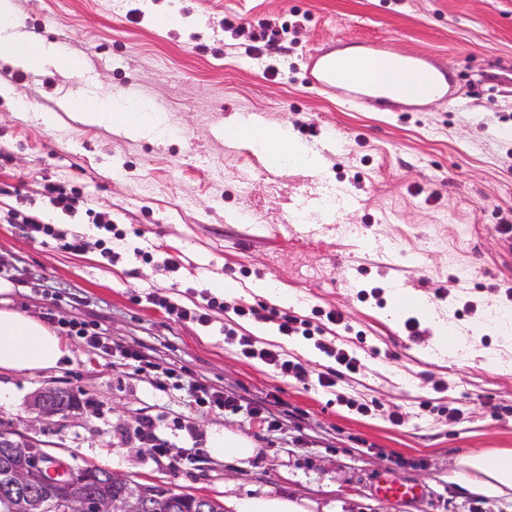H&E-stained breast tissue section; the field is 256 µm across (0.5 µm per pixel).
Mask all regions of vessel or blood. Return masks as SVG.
<instances>
[{"label":"vessel or blood","mask_w":512,"mask_h":512,"mask_svg":"<svg viewBox=\"0 0 512 512\" xmlns=\"http://www.w3.org/2000/svg\"><path fill=\"white\" fill-rule=\"evenodd\" d=\"M351 48L356 49L361 63L368 64L386 54L394 52L391 39L354 40ZM396 66L400 72V84L396 89L377 86L362 77L354 69L343 68L336 59L335 46L313 48L305 59L303 84L316 92L340 91L346 105L373 112H395L411 105L413 110H421V103L410 100L413 78L423 73L428 77L427 89L436 97L448 95L452 80L447 68L441 66L437 57L429 53H397ZM376 493L379 496L400 501L420 498L425 490L421 485L385 478L378 482Z\"/></svg>","instance_id":"1"}]
</instances>
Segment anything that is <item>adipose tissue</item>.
Segmentation results:
<instances>
[{"label":"adipose tissue","mask_w":512,"mask_h":512,"mask_svg":"<svg viewBox=\"0 0 512 512\" xmlns=\"http://www.w3.org/2000/svg\"><path fill=\"white\" fill-rule=\"evenodd\" d=\"M0 45L11 60L28 67L51 54L46 44H31L15 30L12 0H0ZM86 121L121 125L128 133L143 135L161 132L163 120L156 113L129 112L119 102L111 108L85 115ZM262 139L270 142L265 158L270 166L290 164L319 173L324 161L313 151L299 148L295 143H284L275 133L262 132ZM63 355L61 339L38 319L13 311L0 309V369L26 371L54 366ZM462 475L479 493L495 496L512 489V454H474L462 461Z\"/></svg>","instance_id":"obj_1"}]
</instances>
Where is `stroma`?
<instances>
[{
    "label": "stroma",
    "instance_id": "35a3bbf8",
    "mask_svg": "<svg viewBox=\"0 0 512 512\" xmlns=\"http://www.w3.org/2000/svg\"><path fill=\"white\" fill-rule=\"evenodd\" d=\"M18 31L52 45L36 78L11 81L19 66L0 55V268L10 292L0 307L48 322L65 346L53 367L0 370V421L23 431L40 387L72 392L80 417L41 425L38 437L73 467L99 466L131 479L224 501H293L304 512H512V490L469 491L452 475L469 454L512 452V360L488 322L507 307L490 283L512 286V242L495 231L512 224V0H13ZM288 21V58L249 56L222 27ZM393 37L399 49L439 55L453 76L458 107L370 112L317 94L302 81L308 50L336 37ZM79 96L87 111L120 101L159 104L161 135L130 136L58 111ZM52 116L45 124L44 116ZM282 127L317 149L324 170H269L248 131ZM64 182L82 200L75 214L49 205L43 180ZM245 211L250 222L235 221ZM308 214L309 232L291 218ZM86 237L73 253L28 231L23 215ZM123 240L107 261L94 216ZM181 255L178 272L163 268ZM244 300L254 315L212 311L202 325L150 304L162 295L190 308L200 291ZM425 307L392 312L395 292ZM475 309L456 318L465 301ZM341 313L364 331L357 374L335 390L316 377L329 365L312 341L278 335L270 309ZM475 339L474 353L436 359V320ZM73 321L101 324L111 355L69 334ZM239 326L261 347L279 346L309 371L283 379L225 343ZM149 352L137 372L123 351ZM174 375L157 390V372ZM445 392H436L437 383ZM202 384L238 398L237 413L190 403ZM374 402L361 414L337 393ZM454 403L456 422L422 411L421 402ZM265 406L271 420L253 416ZM400 409L401 425L389 413ZM154 420L171 454L199 448L173 468L142 443ZM246 437L244 459L215 457V433ZM423 485L420 500L376 496V480Z\"/></svg>",
    "mask_w": 512,
    "mask_h": 512
}]
</instances>
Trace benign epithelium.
Masks as SVG:
<instances>
[{"label":"benign epithelium","instance_id":"benign-epithelium-1","mask_svg":"<svg viewBox=\"0 0 512 512\" xmlns=\"http://www.w3.org/2000/svg\"><path fill=\"white\" fill-rule=\"evenodd\" d=\"M57 389L44 387L32 396V407L37 414L36 421L50 423L57 419H71L73 415L57 410L53 399ZM42 446L40 440L22 433L6 442V447L22 457L23 464L17 470L15 479L21 484H50L57 488L58 494L53 501L54 512H139L140 487L123 474H112V480L126 485V492L119 498L110 496L89 497L82 491L84 481L79 473L66 468L63 461L50 456L48 458L31 456L32 449ZM10 512H45L43 500L38 498L22 499L9 504Z\"/></svg>","mask_w":512,"mask_h":512}]
</instances>
